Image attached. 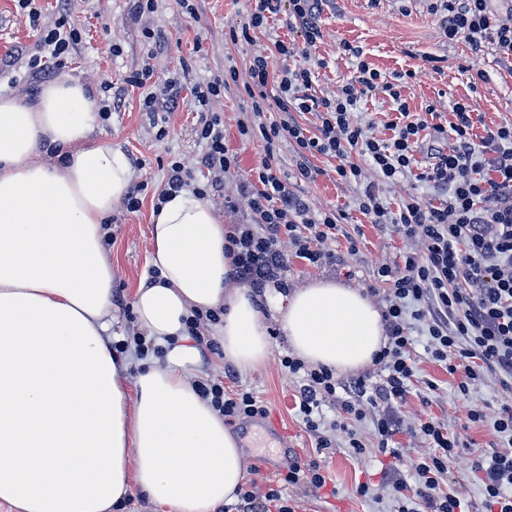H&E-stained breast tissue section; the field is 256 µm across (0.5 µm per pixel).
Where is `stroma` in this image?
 I'll use <instances>...</instances> for the list:
<instances>
[{"label": "stroma", "instance_id": "35a3bbf8", "mask_svg": "<svg viewBox=\"0 0 512 512\" xmlns=\"http://www.w3.org/2000/svg\"><path fill=\"white\" fill-rule=\"evenodd\" d=\"M191 2L197 13L193 19L176 0H156L154 12L143 16L131 12L129 0H37L40 17L33 23L17 0H0V95L25 96L60 77L89 85L95 104L111 108L109 119L100 123L102 141L121 149L133 168L134 184L143 187L139 211L117 209L110 220L107 250L112 255V336L117 341L139 329L137 323L127 320L125 311L133 304L138 282L152 270L151 219L155 199L166 187L168 166L175 159L195 164L202 153L190 86L224 75L232 67L246 73L254 51L268 46L270 39L297 44L303 41L299 30L280 24L270 32L257 33L254 44L233 41L232 30L249 20V0ZM62 17L79 30L78 44L70 48L59 72L32 73L28 61L42 32L53 28ZM442 17L435 0H324L319 15L322 37L315 49L319 63L311 68L313 91L321 97L333 96L364 61L380 73L382 80L398 83L412 113L422 115L432 107L446 116L455 102L467 103L473 110L474 132L480 137L502 123H512V60L500 58L490 44L476 53L463 41L448 39ZM147 30L154 32L153 40L144 38ZM348 44L361 48L362 57L345 52ZM150 53L155 56L154 78L158 85H165L171 73L177 71L185 86L178 107L166 116L169 133L163 139L157 138L149 115L142 109L141 90L126 83ZM250 109L249 98L235 88L212 103L213 112L224 122L226 144L239 156L238 169L225 174L219 192L209 199L228 225L246 222V203L239 199L238 187L266 154L261 136L239 133L238 121ZM296 151L293 143H279L275 159L281 173L288 175L293 189L307 199L311 208L333 209L342 212L344 219L330 244L335 261L312 268L302 260L291 259L285 277L288 287L331 278L356 288L375 286V300L383 301L387 286L374 280L377 264L403 268V256L414 250V242L393 226L371 224L358 209L359 185L337 177L336 159L314 158L321 175L312 184L300 181ZM228 198L235 199V207L225 206ZM283 295V290L269 287L262 297L265 324L272 333L271 354L262 367L230 369L216 342L219 328L214 325L206 333L214 344H199V359L190 367L189 378L195 382L233 372L230 387L251 390L269 412L280 414L288 431L280 440L270 438L249 421L230 423L229 429L241 440L245 455L274 456L286 448L305 459L313 455L315 441L295 414L296 381L280 365L289 347L284 336L278 335L273 319L274 308ZM412 334L416 338L411 352L416 378L407 403L394 415L410 423L421 414H431L461 438L463 446L448 465L447 479L473 506H480L481 487L469 468L472 459L491 456L496 437L490 426L469 424L465 407L479 406L492 415L512 402V394L503 391L495 375L489 373L471 387L467 402H459L460 377L448 374L432 359L427 350L426 324L413 321ZM430 381L435 384L431 390L426 387ZM332 438L336 448L321 462L329 488L318 496L302 495L299 512H393V487L407 474L408 464L399 465L391 458L372 454L353 458L340 433H333ZM366 481L375 484L377 499L355 496L357 484Z\"/></svg>", "mask_w": 512, "mask_h": 512}]
</instances>
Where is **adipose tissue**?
<instances>
[{
  "instance_id": "adipose-tissue-1",
  "label": "adipose tissue",
  "mask_w": 512,
  "mask_h": 512,
  "mask_svg": "<svg viewBox=\"0 0 512 512\" xmlns=\"http://www.w3.org/2000/svg\"><path fill=\"white\" fill-rule=\"evenodd\" d=\"M134 172L101 141L91 93L63 78L0 95V507L112 512L131 488L170 512H215L244 480L239 440L186 375L185 320L223 308L224 359L261 367L271 345L251 289L229 287L228 229L185 191L152 218V265L134 293L165 351L138 372L112 350V257L103 226ZM279 328L306 364L348 373L386 342L380 307L334 280L295 290Z\"/></svg>"
}]
</instances>
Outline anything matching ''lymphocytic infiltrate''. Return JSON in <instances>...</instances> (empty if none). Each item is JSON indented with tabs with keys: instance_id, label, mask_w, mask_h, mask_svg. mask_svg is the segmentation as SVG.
Wrapping results in <instances>:
<instances>
[{
	"instance_id": "1",
	"label": "lymphocytic infiltrate",
	"mask_w": 512,
	"mask_h": 512,
	"mask_svg": "<svg viewBox=\"0 0 512 512\" xmlns=\"http://www.w3.org/2000/svg\"><path fill=\"white\" fill-rule=\"evenodd\" d=\"M250 2L249 22L241 28L243 39H250L253 30L279 18L299 29L307 46H315L321 39L318 18L323 0ZM440 2L449 39L464 40L477 52L489 41L512 57V13H491L487 0ZM77 39L75 29L68 27L66 19H59L55 28L40 38L37 53L29 59L30 68L41 70L49 64L62 68L64 54ZM274 48L271 55L254 53L246 74L232 68L224 76L191 87L199 114L198 139L204 146L200 163L209 173L206 183L196 187V196L206 198L209 189L220 188V175L238 166L236 153L224 141V122L210 110L212 99L238 83L252 101L250 116L238 122L241 135L257 131L270 145L279 140L295 143L297 173L307 182L319 175L312 157L336 158L337 176L362 186L360 211L372 223L395 225L419 248L405 255L402 270L392 271L384 263L377 266L378 278L389 284L383 309L387 342L375 353L368 372L346 384L328 368L312 369L294 356L281 357L282 368L299 384L297 415L315 438L317 456L306 461L297 455L289 457L286 470L273 479L249 466V478L239 488L236 503L225 506L224 512H296L294 489L316 493L325 487L318 457L333 450L332 440L320 431L323 407L329 401L341 410L334 427L346 435L347 450L353 457L372 450L395 462L403 461L406 451L395 444L396 422L388 410L406 404L416 373L410 320L426 322L432 358L443 363L448 373L461 374L460 396H468L471 386L489 371L504 390H512V123H502L482 140H475L473 114L468 105L457 102L448 124H428L411 114L394 83L382 81L380 73L363 61L336 96L319 97L311 92L308 67H286L278 76H271L273 56L296 54L295 48L282 40L275 41ZM153 73L152 65L144 64L130 76L131 87L144 90L145 111L156 115L174 110L179 77L169 78L160 95L149 89ZM273 79L278 82L274 101L281 118L265 123L261 117L269 99L268 83ZM380 92L397 103L395 117L386 124L392 132L388 139L368 135L353 118L360 99ZM299 112L317 115L315 133H307L297 122ZM429 127L450 134L451 142L438 152L432 166L418 171L414 152L421 131ZM355 150L368 157L376 181H363L361 168L350 162ZM410 174L449 192L448 203L436 206L412 198L391 210L379 193L380 184L394 185ZM238 194L246 202L250 220L231 225L226 237L232 258L229 281L260 295L268 284H282L290 258L302 259L311 267L333 261L328 243L339 229L335 211L313 210L294 193L274 154H267L254 168L251 179L240 184ZM196 390L228 422L266 413L253 392L226 389L220 378L197 383ZM466 418L472 424L491 423L502 443L500 451L472 466V475L482 487V512H512V406H504L492 417L471 407ZM364 420L374 427L370 445L356 429ZM410 432L424 439L430 451L413 460L408 480L400 483L396 512H472L462 491L442 486L448 462L461 446L460 438L430 415L419 417Z\"/></svg>"
}]
</instances>
